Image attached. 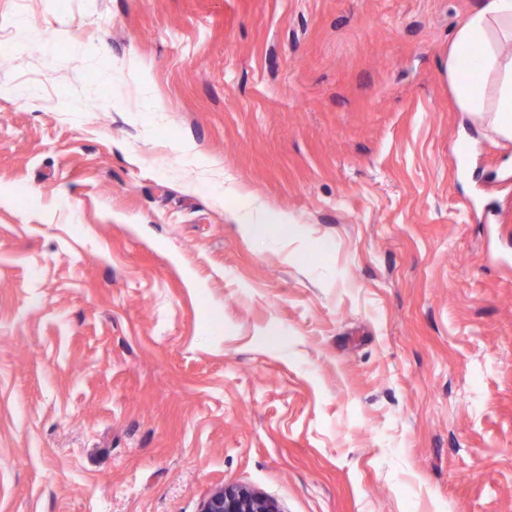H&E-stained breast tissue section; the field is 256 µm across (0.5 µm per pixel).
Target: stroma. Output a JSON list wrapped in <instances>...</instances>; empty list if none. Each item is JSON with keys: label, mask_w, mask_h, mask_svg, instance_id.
I'll return each mask as SVG.
<instances>
[{"label": "stroma", "mask_w": 512, "mask_h": 512, "mask_svg": "<svg viewBox=\"0 0 512 512\" xmlns=\"http://www.w3.org/2000/svg\"><path fill=\"white\" fill-rule=\"evenodd\" d=\"M479 3L0 0V512H512ZM200 512H282L278 503L241 484H224L216 488L200 506Z\"/></svg>", "instance_id": "1"}]
</instances>
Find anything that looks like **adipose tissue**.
Masks as SVG:
<instances>
[{
	"instance_id": "adipose-tissue-1",
	"label": "adipose tissue",
	"mask_w": 512,
	"mask_h": 512,
	"mask_svg": "<svg viewBox=\"0 0 512 512\" xmlns=\"http://www.w3.org/2000/svg\"><path fill=\"white\" fill-rule=\"evenodd\" d=\"M444 69L459 111L512 142V0H481L458 24Z\"/></svg>"
}]
</instances>
